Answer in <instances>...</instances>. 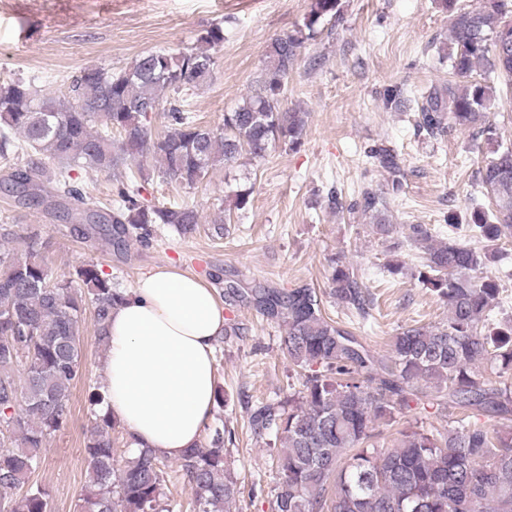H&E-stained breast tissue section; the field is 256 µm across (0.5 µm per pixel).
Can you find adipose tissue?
Here are the masks:
<instances>
[{
	"label": "adipose tissue",
	"mask_w": 512,
	"mask_h": 512,
	"mask_svg": "<svg viewBox=\"0 0 512 512\" xmlns=\"http://www.w3.org/2000/svg\"><path fill=\"white\" fill-rule=\"evenodd\" d=\"M224 303L200 277L156 267L125 292L105 323V406L133 449L171 461L199 446L215 406V347Z\"/></svg>",
	"instance_id": "1"
}]
</instances>
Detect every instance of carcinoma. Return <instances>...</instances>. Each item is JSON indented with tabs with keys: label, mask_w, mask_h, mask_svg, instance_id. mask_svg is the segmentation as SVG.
Wrapping results in <instances>:
<instances>
[{
	"label": "carcinoma",
	"mask_w": 512,
	"mask_h": 512,
	"mask_svg": "<svg viewBox=\"0 0 512 512\" xmlns=\"http://www.w3.org/2000/svg\"><path fill=\"white\" fill-rule=\"evenodd\" d=\"M512 0H481L478 9L454 12L450 74L464 79L426 96L422 127L434 137L447 133L445 120L493 143L480 179L493 209H475L461 224L448 216V237L425 224H393L383 198L364 192L362 211L372 214L370 233L391 239L401 234L419 252L413 276L445 304L446 318L412 325L390 340L377 357L341 322L326 316L319 293L300 287L288 292L257 286L227 289L228 300L254 306L283 328L280 347L304 371L302 388L280 411L260 407L254 429L280 435L279 480L271 512H512V317L487 322L501 293L500 278L484 269L512 238V144L495 138L489 106L497 88H512ZM338 13V0H311L303 25L272 38L258 89L224 113L221 129L196 121L187 109L189 92L206 83L224 44V29L203 30L196 43L178 53L148 51L117 70L89 67L74 77L65 94H47L33 82H0V156L19 135L32 151L0 169L8 192L21 207L45 204L75 224L81 237L110 243L135 238L149 242L153 226L167 224L180 235L199 224L189 205L157 206L142 196V185L123 166L145 159L166 180L191 187L217 164L246 154L264 161L283 144L300 148L309 113L282 105L288 77L303 44L320 22ZM167 131L152 136V114L169 95ZM123 135L114 150L112 133ZM56 163L50 169L33 154ZM400 186L404 177L394 149L370 151ZM112 175L120 205L102 207L75 185L72 171ZM23 249L0 250V512H48V493L32 484L19 497L4 493L28 481L41 463L47 439L71 417L70 396L82 380L79 322L83 294L93 305L98 341L120 288L98 265L54 278L38 249L37 235ZM336 304L365 315L369 297L353 266L340 261L329 275ZM22 368L17 380L14 369ZM430 404L448 419L432 431L400 430L388 446L376 430L410 404ZM485 414L494 428L472 424ZM84 452L88 482L80 512H156L169 473L163 460L141 449L117 463L109 412L94 413ZM234 430H215L209 444L191 449L179 476L196 490L193 512H233L241 484L231 470L224 441Z\"/></svg>",
	"instance_id": "obj_1"
}]
</instances>
